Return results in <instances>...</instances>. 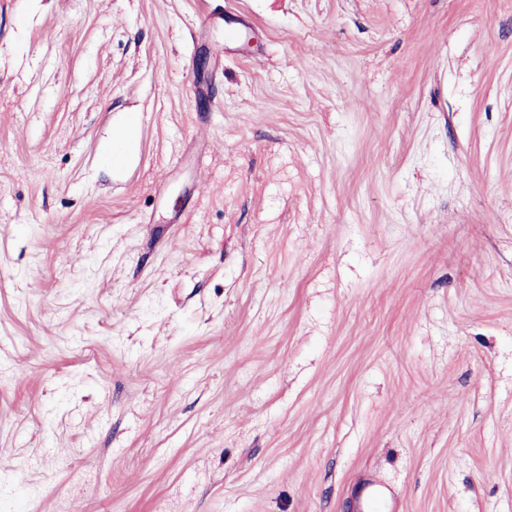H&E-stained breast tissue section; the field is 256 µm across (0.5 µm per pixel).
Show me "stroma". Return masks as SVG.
<instances>
[{
  "mask_svg": "<svg viewBox=\"0 0 512 512\" xmlns=\"http://www.w3.org/2000/svg\"><path fill=\"white\" fill-rule=\"evenodd\" d=\"M371 477L512 512V0H0V512Z\"/></svg>",
  "mask_w": 512,
  "mask_h": 512,
  "instance_id": "obj_1",
  "label": "stroma"
}]
</instances>
